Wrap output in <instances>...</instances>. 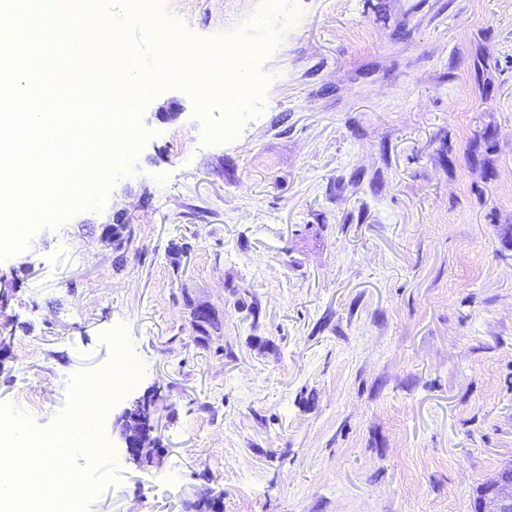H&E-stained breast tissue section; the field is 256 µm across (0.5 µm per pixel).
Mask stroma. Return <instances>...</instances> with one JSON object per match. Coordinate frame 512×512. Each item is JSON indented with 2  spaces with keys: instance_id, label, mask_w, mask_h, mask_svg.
I'll return each mask as SVG.
<instances>
[{
  "instance_id": "obj_1",
  "label": "stroma",
  "mask_w": 512,
  "mask_h": 512,
  "mask_svg": "<svg viewBox=\"0 0 512 512\" xmlns=\"http://www.w3.org/2000/svg\"><path fill=\"white\" fill-rule=\"evenodd\" d=\"M161 10L268 43L261 109L208 141L155 90L136 173L0 260V405L50 433L119 331L140 373L83 512H475L512 462V0ZM154 389L164 453L139 463L119 423Z\"/></svg>"
}]
</instances>
